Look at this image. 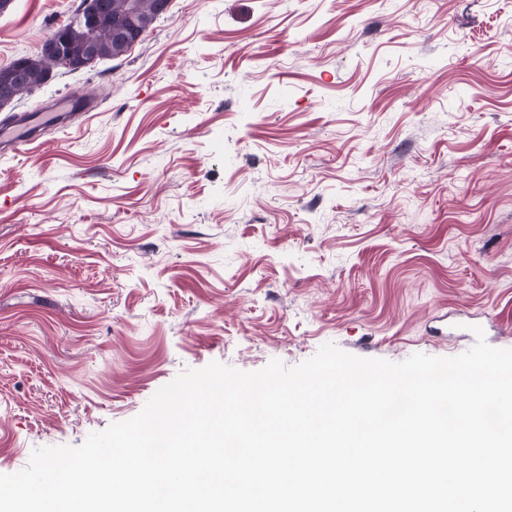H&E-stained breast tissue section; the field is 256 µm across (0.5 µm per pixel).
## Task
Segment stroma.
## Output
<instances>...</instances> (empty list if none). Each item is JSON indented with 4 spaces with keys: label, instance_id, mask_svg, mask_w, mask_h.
Instances as JSON below:
<instances>
[{
    "label": "stroma",
    "instance_id": "1",
    "mask_svg": "<svg viewBox=\"0 0 512 512\" xmlns=\"http://www.w3.org/2000/svg\"><path fill=\"white\" fill-rule=\"evenodd\" d=\"M81 0H12L0 67ZM0 473L184 369L512 349V0H171L0 109ZM77 112H54L49 115L41 114L33 117L28 114L10 115L2 120L0 125L1 150L17 151L26 143L31 142L37 133L47 124H59L65 129L69 119Z\"/></svg>",
    "mask_w": 512,
    "mask_h": 512
}]
</instances>
